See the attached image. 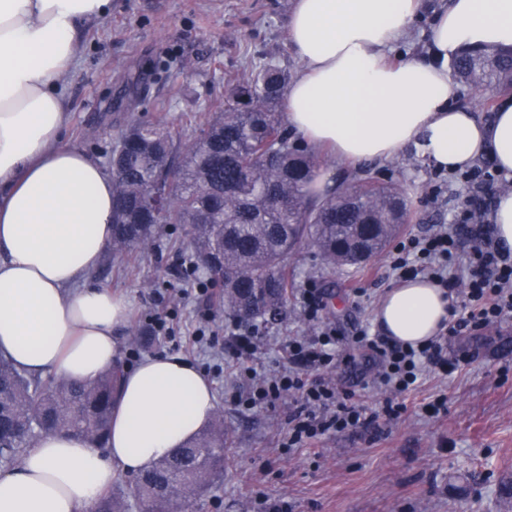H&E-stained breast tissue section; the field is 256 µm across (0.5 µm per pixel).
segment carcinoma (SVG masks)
<instances>
[{
    "label": "carcinoma",
    "instance_id": "cac0c4a2",
    "mask_svg": "<svg viewBox=\"0 0 512 512\" xmlns=\"http://www.w3.org/2000/svg\"><path fill=\"white\" fill-rule=\"evenodd\" d=\"M455 76L476 92L512 94V50H466L451 61ZM291 75L273 61L245 59L227 83L223 105L197 136L181 139L168 121L131 120L112 154L113 217L132 207L133 223L112 222L114 256L144 252L160 224H181L197 262L222 289L219 305L233 319L275 317L288 302L285 260L307 242L324 268L367 264L382 253L408 213L397 184L353 177L331 193L311 185L320 167L312 152L288 143L282 101ZM168 190L159 207H143L144 190ZM121 372L89 383L32 378L0 354V466L17 464L51 431L105 446ZM224 415L152 469L133 492L146 512H195L205 487L224 470ZM126 498L105 492L90 512H129Z\"/></svg>",
    "mask_w": 512,
    "mask_h": 512
}]
</instances>
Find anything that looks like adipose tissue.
Masks as SVG:
<instances>
[{"label":"adipose tissue","instance_id":"obj_1","mask_svg":"<svg viewBox=\"0 0 512 512\" xmlns=\"http://www.w3.org/2000/svg\"><path fill=\"white\" fill-rule=\"evenodd\" d=\"M111 0H0V353L30 374L74 382L118 356L129 303L89 282L112 241V179L63 146L58 84L80 50V25ZM423 0H293L288 38L301 68L288 86V123L337 159L390 160L415 152L457 171L491 158L512 175V97L489 120L458 106L450 59L512 48V0H448L436 12L427 60L394 62ZM450 298L435 283L400 282L376 324L417 345L437 336ZM215 409L194 363L149 356L125 371L105 448L60 434L38 437L17 468L0 471V512H88L118 471L137 473L192 440Z\"/></svg>","mask_w":512,"mask_h":512}]
</instances>
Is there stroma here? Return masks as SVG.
<instances>
[{
    "label": "stroma",
    "mask_w": 512,
    "mask_h": 512,
    "mask_svg": "<svg viewBox=\"0 0 512 512\" xmlns=\"http://www.w3.org/2000/svg\"><path fill=\"white\" fill-rule=\"evenodd\" d=\"M409 38L393 60L423 58L428 52L432 9L447 0H426ZM293 0H112L109 15L83 25L80 51L63 77L69 122L65 146L85 151L107 164L112 147L130 118L166 117L176 132L199 128L213 105L223 101L229 73L246 55L274 60L290 73L300 61L288 40ZM320 171L334 183L369 173L375 180L405 190L411 221L404 235H421L449 223L468 191L457 173L423 164L412 152L390 161L338 162L321 151ZM182 227L162 225L149 252L129 262L107 257L93 285L124 295L131 303L120 333V358L132 365L143 357L174 352L205 366L191 352L193 306L183 294L190 281L180 274L193 258L181 246ZM387 254L360 269L323 268L314 249L301 246L288 261L291 293L277 319L260 323L262 348L253 362L273 374L294 339L314 335L299 299L305 283H315L324 304L323 321L334 325L339 357L334 374L341 388L365 368L355 342L357 329L373 325L384 293L396 286L387 277ZM168 295L175 313V341L148 334L130 343V331L147 326L159 295ZM450 354L465 366L447 376L429 375L406 399L403 418L379 430H357L291 450L282 448L285 417L292 403L244 410L234 396L244 389V372L225 365L212 381L218 409L224 412L227 463L218 482L201 496L200 512H263L268 498L288 502V512H512V321L455 338ZM446 395L448 411L432 417L423 410Z\"/></svg>",
    "instance_id": "35a3bbf8"
}]
</instances>
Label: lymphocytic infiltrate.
Wrapping results in <instances>:
<instances>
[{
    "instance_id": "1",
    "label": "lymphocytic infiltrate",
    "mask_w": 512,
    "mask_h": 512,
    "mask_svg": "<svg viewBox=\"0 0 512 512\" xmlns=\"http://www.w3.org/2000/svg\"><path fill=\"white\" fill-rule=\"evenodd\" d=\"M461 178L472 186L473 193L456 214L454 224L423 236L405 237L389 255L393 276L421 274L453 294L444 331L416 348L367 327L357 333V342L366 349L369 362L361 384L384 393L380 410L364 405L355 392L337 387L331 375L336 366L334 327L323 326L316 335L289 343L286 365L266 377L250 366L258 349L255 331L226 326L222 356L256 379L254 388L241 398V405L263 408L284 394L293 395L286 418L288 447L299 448L352 429H368L381 418L398 421L407 410L406 396L417 390L424 376L454 371L448 360L451 338L512 318V249L495 242L492 229L479 235L472 229L486 196L496 191V178L487 168L465 171Z\"/></svg>"
}]
</instances>
